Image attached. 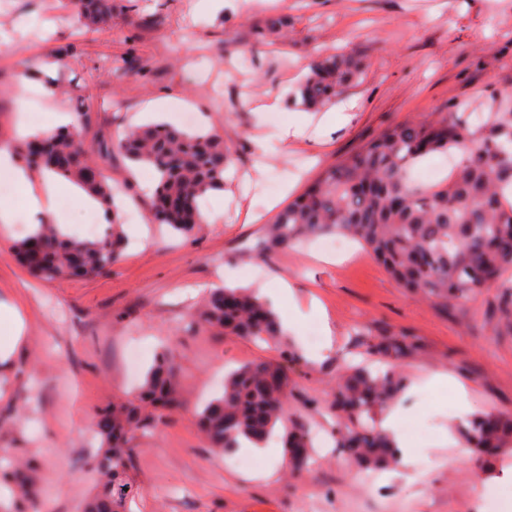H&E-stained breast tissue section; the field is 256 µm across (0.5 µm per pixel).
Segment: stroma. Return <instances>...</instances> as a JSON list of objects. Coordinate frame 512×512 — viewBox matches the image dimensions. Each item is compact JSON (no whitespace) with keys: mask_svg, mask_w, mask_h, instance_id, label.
<instances>
[{"mask_svg":"<svg viewBox=\"0 0 512 512\" xmlns=\"http://www.w3.org/2000/svg\"><path fill=\"white\" fill-rule=\"evenodd\" d=\"M195 3L114 0L111 25L82 29L68 0H0V147L21 142L19 112L40 113L48 126L58 108L71 106L68 95L45 98L51 84L89 90L93 126L84 142L123 192L131 240L100 276L48 281L15 253L24 231L0 228V339L8 335L7 310L19 308L24 320L20 340L0 362V456L38 462L35 512H81L95 487L86 464L97 445L92 421L101 406L131 398L138 383L126 367L127 349L138 347L146 367L168 346L181 366L183 409L133 433L130 512H512V482L503 478L512 453L488 464L497 480L490 489L473 456L445 441L463 422L459 394L473 414L512 410V336L496 333L495 291L485 292L477 312L446 314L408 294L357 244L336 255L318 238L264 261L244 250L323 169L387 126L444 116L461 101L474 111L512 92V0H224L204 16ZM269 18L282 19L290 42L259 41L258 27ZM69 46L76 53L64 67H42L45 53ZM342 49L360 67L340 95L356 103L348 120L310 125L255 177L254 134L278 147L283 129L302 115L293 94L312 60ZM22 69L25 87L16 81ZM271 94L282 96V108L256 111ZM161 97L169 100L166 110L147 113ZM187 111L200 128L222 131L232 163L223 191L201 204L205 212L222 210V219L185 241L152 221L143 192L152 171L130 166L110 144L156 118L177 125ZM279 279L288 282V310L299 319L289 349L300 351L311 328L332 329L327 359L291 369L299 398L288 413L309 425L332 427V384L347 360L366 358L362 333L380 328L418 338L405 402L408 424H423L427 436L408 443L412 480L382 471L367 489L360 470L332 448L317 469L290 479L278 439L253 451L248 469L227 464L203 441L194 409L221 386L225 371L277 362L281 353L199 329L193 312L207 289ZM436 374L447 382L432 383Z\"/></svg>","mask_w":512,"mask_h":512,"instance_id":"obj_1","label":"stroma"}]
</instances>
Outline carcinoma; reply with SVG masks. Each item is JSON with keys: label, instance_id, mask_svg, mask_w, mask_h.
<instances>
[{"label": "carcinoma", "instance_id": "carcinoma-1", "mask_svg": "<svg viewBox=\"0 0 512 512\" xmlns=\"http://www.w3.org/2000/svg\"><path fill=\"white\" fill-rule=\"evenodd\" d=\"M78 23L112 20V0H69ZM347 52L314 59L299 87L302 103L313 109L330 102L357 75ZM77 106L75 123L49 138V161L43 169L71 180L100 202L115 208V190L83 148L90 122ZM111 151L133 166L156 174L154 197L174 206L152 211L158 224L190 238L203 224L198 201L224 188L231 151L224 137L203 130H181L165 123L138 126L112 141ZM431 154H451L454 165L438 183L423 185L413 171ZM512 95L492 100L474 122L463 112L435 120L388 126L377 137L325 168L307 191L276 216L266 232L251 240L247 251L258 259L305 240L338 234L360 242L407 292L442 311L463 310L489 289L496 291L497 332L512 335ZM125 243L121 225L93 240L64 234L41 224L16 245L22 259L46 280L69 276L71 257L84 259V276L106 271ZM199 322L206 330L279 347L285 340L271 304L243 288H216L204 299ZM382 369L349 366L331 391L335 445L361 471L383 470L397 463L398 449L379 428L377 417L405 391V367L421 353L405 335L378 333L364 342ZM277 363H248L224 378V390L196 413L208 447L227 455L248 441L261 447L280 431L290 474L311 470L314 441L307 423L286 415L292 393L290 366L297 353L283 350ZM183 406L181 370L172 350L162 349L144 375L138 395L101 410L112 420L108 431L94 429L99 447L89 465L97 476L96 491L83 512H127L134 493L129 479L133 454L128 434L164 421ZM461 444L478 460L483 449L499 453L512 448V412L475 414L459 430ZM36 464L16 467L8 461L3 477L21 500L35 505L41 488Z\"/></svg>", "mask_w": 512, "mask_h": 512}]
</instances>
